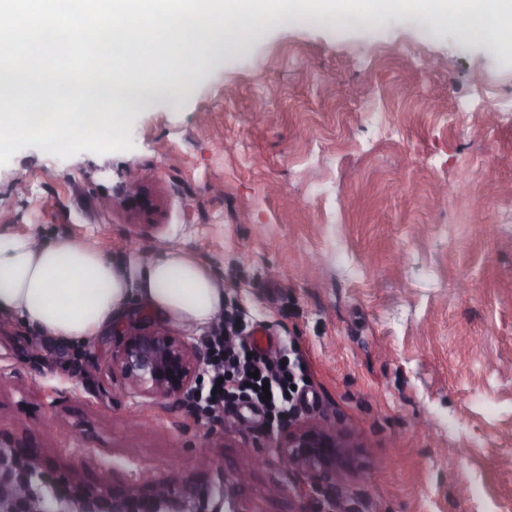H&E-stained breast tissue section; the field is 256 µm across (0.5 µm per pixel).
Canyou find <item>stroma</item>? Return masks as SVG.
Instances as JSON below:
<instances>
[{"label": "stroma", "instance_id": "stroma-1", "mask_svg": "<svg viewBox=\"0 0 512 512\" xmlns=\"http://www.w3.org/2000/svg\"><path fill=\"white\" fill-rule=\"evenodd\" d=\"M477 18L410 10L332 27L271 25L199 63L178 99L126 109L127 151L36 146L0 166V236L82 239L120 260L192 251L246 335L301 362L285 423L335 422L353 445L334 484L282 470L275 426L143 395L112 338L60 346L0 320V430L68 467L107 448L114 479L200 486L207 453L249 512H512V54ZM485 106L458 117L461 99ZM153 224L128 220L130 173ZM114 206L106 210L103 198Z\"/></svg>", "mask_w": 512, "mask_h": 512}]
</instances>
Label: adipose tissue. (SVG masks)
Segmentation results:
<instances>
[{"mask_svg":"<svg viewBox=\"0 0 512 512\" xmlns=\"http://www.w3.org/2000/svg\"><path fill=\"white\" fill-rule=\"evenodd\" d=\"M134 302L173 325L201 330L222 314L224 288L180 247L145 263H116L83 241L36 245L0 237V317L19 318L46 340L92 341L123 321Z\"/></svg>","mask_w":512,"mask_h":512,"instance_id":"ef3b65f1","label":"adipose tissue"}]
</instances>
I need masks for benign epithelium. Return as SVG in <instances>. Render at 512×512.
<instances>
[{"label": "benign epithelium", "instance_id": "1", "mask_svg": "<svg viewBox=\"0 0 512 512\" xmlns=\"http://www.w3.org/2000/svg\"><path fill=\"white\" fill-rule=\"evenodd\" d=\"M126 207L137 219L154 214L156 204L133 177ZM204 356L185 339L133 322L119 332L112 369L150 396L180 398L198 378ZM286 470L303 471L314 486L341 477L340 463L349 444L334 424H297L281 429L274 440ZM57 461L43 448L0 432V512H245L235 476L224 474L214 491L204 492L178 479L142 486L117 484L112 461L103 448H76L69 476L50 478Z\"/></svg>", "mask_w": 512, "mask_h": 512}]
</instances>
